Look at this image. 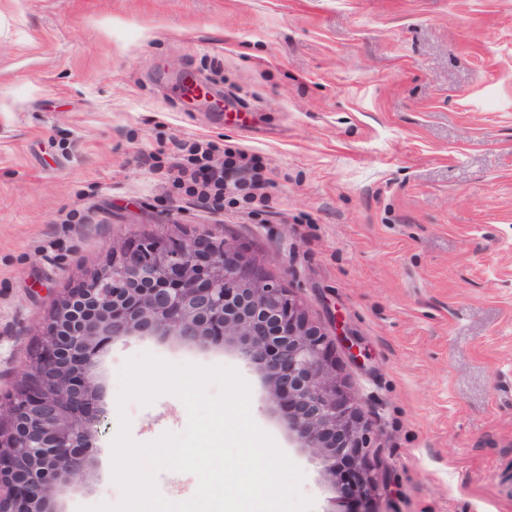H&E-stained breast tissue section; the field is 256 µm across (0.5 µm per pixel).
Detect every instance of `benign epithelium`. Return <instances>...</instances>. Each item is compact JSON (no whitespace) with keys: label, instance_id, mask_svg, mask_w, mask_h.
<instances>
[{"label":"benign epithelium","instance_id":"benign-epithelium-1","mask_svg":"<svg viewBox=\"0 0 512 512\" xmlns=\"http://www.w3.org/2000/svg\"><path fill=\"white\" fill-rule=\"evenodd\" d=\"M135 334L233 343L333 491L374 438L328 334L286 286L224 238L143 239L57 300L22 381L0 396V512H52L86 471L103 421L100 352Z\"/></svg>","mask_w":512,"mask_h":512}]
</instances>
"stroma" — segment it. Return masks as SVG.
Returning a JSON list of instances; mask_svg holds the SVG:
<instances>
[{
	"label": "stroma",
	"mask_w": 512,
	"mask_h": 512,
	"mask_svg": "<svg viewBox=\"0 0 512 512\" xmlns=\"http://www.w3.org/2000/svg\"><path fill=\"white\" fill-rule=\"evenodd\" d=\"M194 141L264 189L205 206L176 182ZM147 237L226 238L362 344L336 368L379 492L328 491L231 344L127 336L100 353L105 421L54 512L121 502L120 427L186 429L175 394L121 399L143 355L234 369L312 512H512V0H0V393L57 299Z\"/></svg>",
	"instance_id": "35a3bbf8"
}]
</instances>
